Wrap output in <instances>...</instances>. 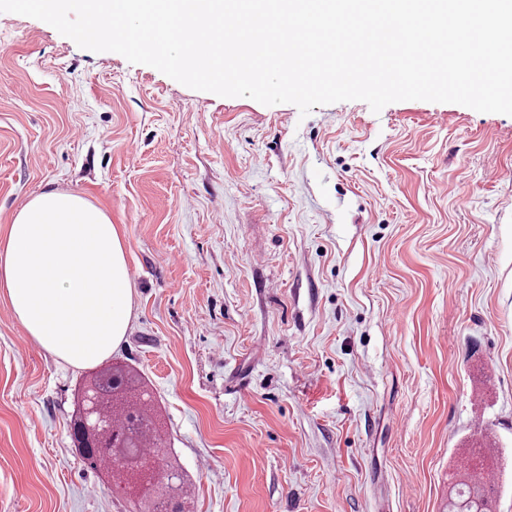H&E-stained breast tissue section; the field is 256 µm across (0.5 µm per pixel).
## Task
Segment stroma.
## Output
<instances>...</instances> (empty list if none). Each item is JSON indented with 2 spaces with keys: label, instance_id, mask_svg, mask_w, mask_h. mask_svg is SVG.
Listing matches in <instances>:
<instances>
[{
  "label": "stroma",
  "instance_id": "stroma-1",
  "mask_svg": "<svg viewBox=\"0 0 512 512\" xmlns=\"http://www.w3.org/2000/svg\"><path fill=\"white\" fill-rule=\"evenodd\" d=\"M48 188L124 238L110 361L145 378L193 512H444L481 429L512 512V116L304 117L0 12V235ZM22 335L0 296V512H137L72 444L85 370Z\"/></svg>",
  "mask_w": 512,
  "mask_h": 512
}]
</instances>
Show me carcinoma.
<instances>
[{"label": "carcinoma", "mask_w": 512, "mask_h": 512, "mask_svg": "<svg viewBox=\"0 0 512 512\" xmlns=\"http://www.w3.org/2000/svg\"><path fill=\"white\" fill-rule=\"evenodd\" d=\"M71 436L82 460L104 471L120 488L129 480L127 466L148 464L159 477L145 498L146 512H191L192 491L180 466L163 452L165 432L141 375L127 365L111 364L92 372L83 383ZM483 472L457 467L447 512H493Z\"/></svg>", "instance_id": "1"}]
</instances>
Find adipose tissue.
<instances>
[{"label":"adipose tissue","mask_w":512,"mask_h":512,"mask_svg":"<svg viewBox=\"0 0 512 512\" xmlns=\"http://www.w3.org/2000/svg\"><path fill=\"white\" fill-rule=\"evenodd\" d=\"M0 293L50 355L78 369L108 358L132 305L126 246L110 214L70 191L30 198L0 237Z\"/></svg>","instance_id":"adipose-tissue-1"}]
</instances>
